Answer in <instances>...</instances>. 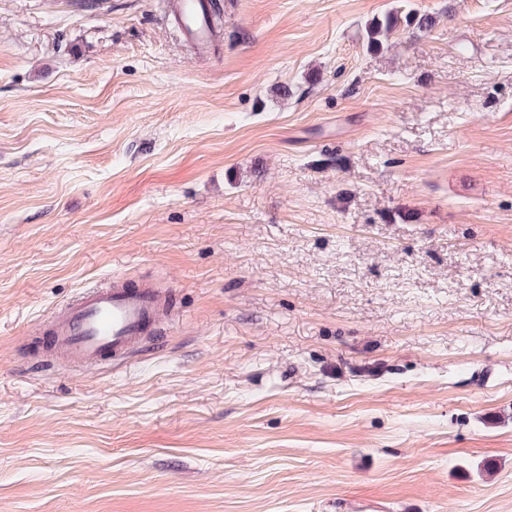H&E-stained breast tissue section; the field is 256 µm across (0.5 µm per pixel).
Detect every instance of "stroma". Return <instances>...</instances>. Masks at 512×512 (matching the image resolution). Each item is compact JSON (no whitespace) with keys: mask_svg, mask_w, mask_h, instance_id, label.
<instances>
[{"mask_svg":"<svg viewBox=\"0 0 512 512\" xmlns=\"http://www.w3.org/2000/svg\"><path fill=\"white\" fill-rule=\"evenodd\" d=\"M222 3L0 0V512H512V0ZM172 10L181 14V31L199 53L209 54L217 47V32L205 17V0H174ZM398 11L388 13L383 20H374L366 28L367 48L372 50L379 47L380 38L385 36L398 24ZM162 305L156 288L129 285L120 277L112 284L85 288L46 325V362L61 358L91 365L111 357L115 366L123 365L146 339Z\"/></svg>","mask_w":512,"mask_h":512,"instance_id":"1","label":"stroma"}]
</instances>
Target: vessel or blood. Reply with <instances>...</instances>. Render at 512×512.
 Returning <instances> with one entry per match:
<instances>
[{
    "label": "vessel or blood",
    "instance_id": "obj_1",
    "mask_svg": "<svg viewBox=\"0 0 512 512\" xmlns=\"http://www.w3.org/2000/svg\"><path fill=\"white\" fill-rule=\"evenodd\" d=\"M181 15V30L203 54L217 47V33L205 17L204 0H174ZM163 298L150 285H130L113 278L106 285L84 289L61 308L45 327L50 358L91 365L111 358L127 362L155 325Z\"/></svg>",
    "mask_w": 512,
    "mask_h": 512
}]
</instances>
